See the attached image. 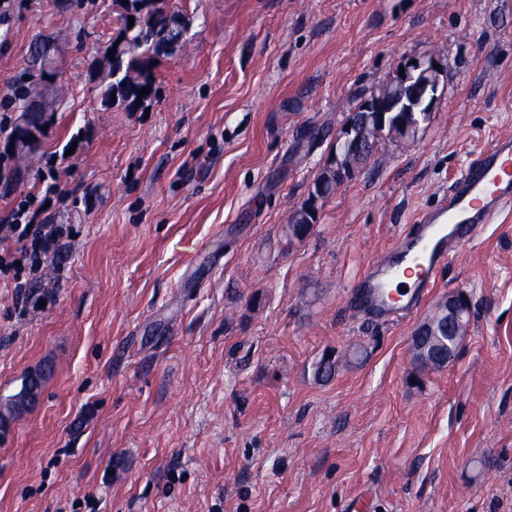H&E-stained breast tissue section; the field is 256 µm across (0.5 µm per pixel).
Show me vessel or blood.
<instances>
[{
    "mask_svg": "<svg viewBox=\"0 0 512 512\" xmlns=\"http://www.w3.org/2000/svg\"><path fill=\"white\" fill-rule=\"evenodd\" d=\"M511 210L512 136H501L468 163L447 196L419 211L409 229L354 280L352 299L374 320L393 321L423 301L460 247ZM404 274L412 283L394 289Z\"/></svg>",
    "mask_w": 512,
    "mask_h": 512,
    "instance_id": "b4317fda",
    "label": "vessel or blood"
}]
</instances>
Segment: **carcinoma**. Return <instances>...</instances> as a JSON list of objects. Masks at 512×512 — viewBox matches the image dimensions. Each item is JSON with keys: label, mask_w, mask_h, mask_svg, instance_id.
Segmentation results:
<instances>
[{"label": "carcinoma", "mask_w": 512, "mask_h": 512, "mask_svg": "<svg viewBox=\"0 0 512 512\" xmlns=\"http://www.w3.org/2000/svg\"><path fill=\"white\" fill-rule=\"evenodd\" d=\"M147 0H128L124 6V35L123 51L115 57V60L105 58L109 67V83L101 90V105L111 106L115 103L127 108L134 107L148 100L151 94L139 96V91L145 87L154 88L151 78L147 74V67L151 56L165 52L183 42L188 30L187 23L178 17H165L146 9ZM134 18V24H129V18ZM421 120V114L417 112H390L382 115L374 110L367 111L359 108L349 116L352 122L351 136L357 142L355 149H341L337 152V158L327 161L326 166L313 184L310 196L327 198L336 191V187L353 177L355 172L371 156L376 141L380 123L384 122L393 126L399 122ZM315 211L300 206L292 215L288 224V236L290 239H302L310 231L315 222ZM448 316L433 315L429 319V325L435 327V335L425 336L419 343L439 342V338L448 335ZM43 382V375L33 373L26 377L20 391L4 402V412L0 418L5 420L12 418L24 411L38 396Z\"/></svg>", "instance_id": "carcinoma-1"}]
</instances>
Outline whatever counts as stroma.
<instances>
[{
    "label": "stroma",
    "instance_id": "stroma-1",
    "mask_svg": "<svg viewBox=\"0 0 512 512\" xmlns=\"http://www.w3.org/2000/svg\"><path fill=\"white\" fill-rule=\"evenodd\" d=\"M186 41L146 105L104 107L117 0H17L0 98L44 107L11 152L0 224L43 195L75 238L21 313L0 287V512H512V217L486 227L416 311L386 324L348 287L476 153L512 135V0H154ZM40 43L42 59L31 53ZM443 61L415 136L381 135L359 172L286 232L352 112L405 62ZM466 339L420 368L413 336L449 293ZM338 357L317 381L313 364ZM317 203L318 201L314 202L313 200H310L306 206L311 207L315 205L317 214ZM315 210L308 209L303 205L295 210L287 226L288 236L290 239H302L309 233L312 224L316 220ZM43 382L41 373H33L26 377L20 391L4 402V412H1V419L15 417L24 411L38 396Z\"/></svg>",
    "mask_w": 512,
    "mask_h": 512
}]
</instances>
